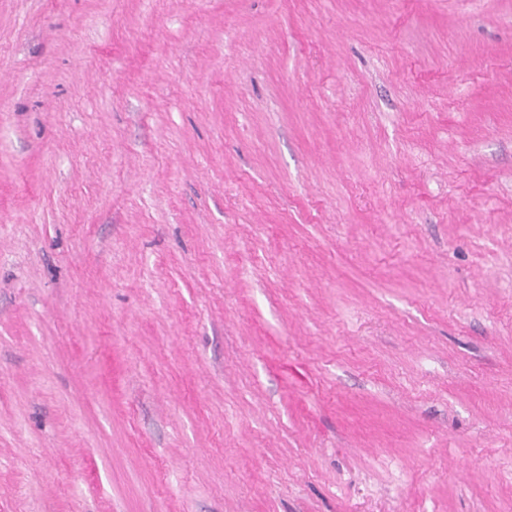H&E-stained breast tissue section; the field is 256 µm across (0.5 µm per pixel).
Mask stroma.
<instances>
[{
  "mask_svg": "<svg viewBox=\"0 0 512 512\" xmlns=\"http://www.w3.org/2000/svg\"><path fill=\"white\" fill-rule=\"evenodd\" d=\"M0 512H512V0H0Z\"/></svg>",
  "mask_w": 512,
  "mask_h": 512,
  "instance_id": "obj_1",
  "label": "stroma"
}]
</instances>
